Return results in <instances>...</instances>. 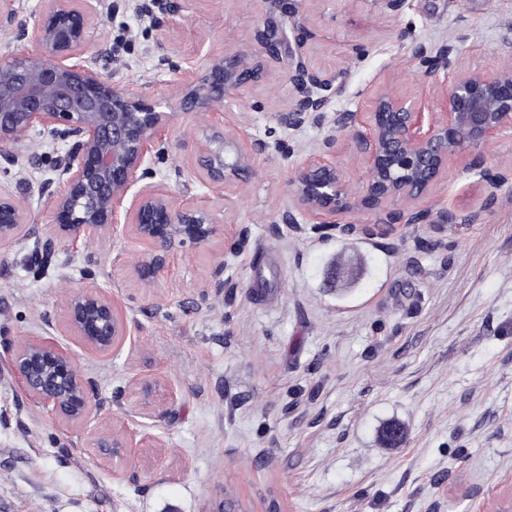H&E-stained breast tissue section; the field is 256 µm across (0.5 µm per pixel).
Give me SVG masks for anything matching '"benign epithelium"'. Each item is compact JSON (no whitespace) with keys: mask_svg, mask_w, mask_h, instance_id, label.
Returning <instances> with one entry per match:
<instances>
[{"mask_svg":"<svg viewBox=\"0 0 512 512\" xmlns=\"http://www.w3.org/2000/svg\"><path fill=\"white\" fill-rule=\"evenodd\" d=\"M15 2L0 0V32L15 41H31L37 50L20 57L0 56V159L16 168L18 184L37 192L52 210L55 224L44 236L32 237L24 201L13 190L1 189L0 244L34 238L28 260L38 265L51 258L57 238L80 232L90 240L110 229L143 242L206 245L219 231L211 213L180 207L154 186L160 174L177 180L183 176L179 166L161 172L155 161L163 159L164 149H152L153 139L174 113L157 109L146 91L116 87L103 66L116 58L112 47L90 48L95 20L119 5L79 0L70 7L63 0H36L20 19ZM304 31L303 19L295 13L277 39L261 34L258 53L236 50L207 57L206 74L180 94L178 107L184 112L219 109L225 95L243 94L259 78L262 65L256 55L277 56L284 47L297 58L287 76L289 123L300 125L308 114L326 111L341 93V84L337 75L302 61ZM451 53L447 45L422 46L415 53L420 76L441 86L446 111L427 117L385 90L374 94L368 133L361 143L369 166L363 202L371 208L421 201L452 157L512 130V65L457 72L444 83L440 75L449 74ZM45 134L64 144V150L47 161L37 152L36 140ZM267 149L268 143L259 140L243 149L223 130L212 128L198 146V182L234 184ZM295 196L302 208L319 216L351 208L346 185L336 168L325 163L302 167ZM128 198L130 206L124 209ZM129 263L148 288L163 259L144 252ZM63 327L100 353L111 352L126 335L112 303L93 285L69 295ZM14 364L29 392L57 417L83 423L99 410L77 363L56 346L27 344L16 353ZM96 445L114 456L123 448L105 431L98 433Z\"/></svg>","mask_w":512,"mask_h":512,"instance_id":"1","label":"benign epithelium"}]
</instances>
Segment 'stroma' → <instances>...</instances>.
<instances>
[{
	"label": "stroma",
	"instance_id": "1",
	"mask_svg": "<svg viewBox=\"0 0 512 512\" xmlns=\"http://www.w3.org/2000/svg\"><path fill=\"white\" fill-rule=\"evenodd\" d=\"M175 2L174 19L128 10L95 29L124 45L113 80L173 113L158 135L165 165L192 173L213 126L242 145L272 132L282 149L229 190L156 178L222 225L205 247L72 234L40 271L25 262L29 240L0 244V512H494L512 499V131L387 213L359 203L368 165L355 134L380 87L442 111L418 44L453 43L460 71L512 63V0H405L387 14L372 0ZM294 11L311 64L345 76L329 112L283 124L284 58L223 111L177 110L207 55L254 51L266 19L284 27ZM358 44L370 47L360 60ZM164 49L173 65L161 69ZM338 111L355 126L334 128ZM322 160L354 202L323 228L294 198L302 166ZM443 209L452 221H438ZM134 251L165 261L151 287L120 261ZM88 284L128 328L108 355L63 328L68 295ZM29 342L77 363L95 419L68 424L27 394L13 358ZM395 426L405 434L392 441ZM103 428L118 455L95 447Z\"/></svg>",
	"mask_w": 512,
	"mask_h": 512
}]
</instances>
